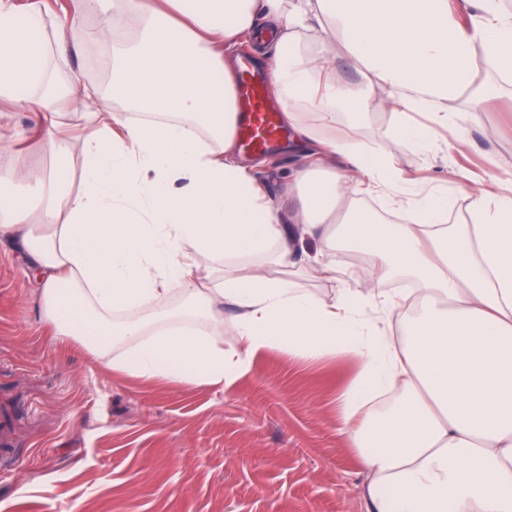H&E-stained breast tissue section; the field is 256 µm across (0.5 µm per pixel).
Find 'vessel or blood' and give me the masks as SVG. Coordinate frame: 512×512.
I'll list each match as a JSON object with an SVG mask.
<instances>
[{"label": "vessel or blood", "mask_w": 512, "mask_h": 512, "mask_svg": "<svg viewBox=\"0 0 512 512\" xmlns=\"http://www.w3.org/2000/svg\"><path fill=\"white\" fill-rule=\"evenodd\" d=\"M237 104L244 114L238 128L241 144L253 151L264 150L281 133L278 114L268 104L266 81L249 68H242L236 85Z\"/></svg>", "instance_id": "b4317fda"}]
</instances>
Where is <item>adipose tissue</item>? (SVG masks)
Returning <instances> with one entry per match:
<instances>
[{"label":"adipose tissue","mask_w":512,"mask_h":512,"mask_svg":"<svg viewBox=\"0 0 512 512\" xmlns=\"http://www.w3.org/2000/svg\"><path fill=\"white\" fill-rule=\"evenodd\" d=\"M180 2L119 0L93 32L112 44V97L124 107L92 116L83 191H69L52 122L38 136L53 166L29 174V193L0 191V233L28 256L55 337L98 352L127 342L113 369L193 386L232 385L267 350L356 357L360 371L336 404L366 474L367 512H512V194L471 190L468 223H448L447 186L405 177L359 136L370 108L387 105L390 135L423 147L462 130L447 104L486 94L475 71L512 75V13L499 0H194L187 11ZM43 25L37 0L24 10L0 0V98L53 114L93 90L78 72L58 88ZM305 33L313 44L301 54ZM244 43L299 162L284 201L259 177L265 160L237 148L226 51ZM338 112L345 132L323 134L321 119ZM411 112L431 125L408 123ZM371 192L405 223L361 210L357 197ZM351 249L372 258L364 280L336 262ZM195 251L224 260L206 292ZM269 266L288 277L268 276ZM296 274L335 280L336 299L296 288ZM397 277L417 283L414 300L380 290ZM172 294L181 307L160 310ZM228 304L231 351L209 330ZM187 318L197 330L183 328Z\"/></svg>","instance_id":"ef3b65f1"}]
</instances>
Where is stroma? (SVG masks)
Listing matches in <instances>:
<instances>
[{
  "instance_id": "stroma-1",
  "label": "stroma",
  "mask_w": 512,
  "mask_h": 512,
  "mask_svg": "<svg viewBox=\"0 0 512 512\" xmlns=\"http://www.w3.org/2000/svg\"><path fill=\"white\" fill-rule=\"evenodd\" d=\"M73 191L94 100H66ZM468 114L455 150L429 151L389 134V111L369 112L360 135L415 178L447 180L468 219L466 189L512 181V91ZM16 142L0 151V178L20 184L48 169L36 115L7 106ZM352 357L255 356L231 387H196L113 372L108 357L52 336L22 251L0 248V512H366L354 451L339 430L338 393L358 374Z\"/></svg>"
}]
</instances>
